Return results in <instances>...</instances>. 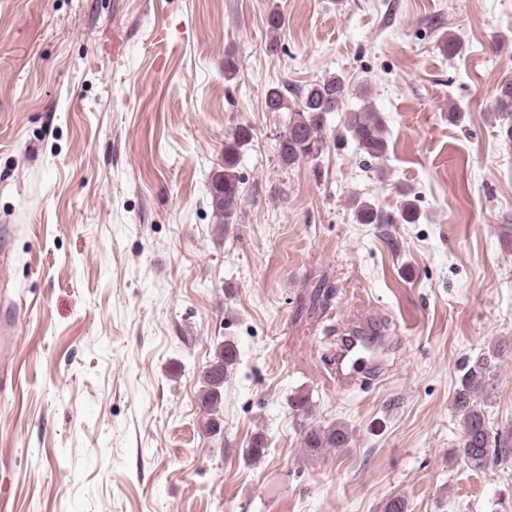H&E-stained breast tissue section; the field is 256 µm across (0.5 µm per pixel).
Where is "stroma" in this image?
Masks as SVG:
<instances>
[{
    "mask_svg": "<svg viewBox=\"0 0 512 512\" xmlns=\"http://www.w3.org/2000/svg\"><path fill=\"white\" fill-rule=\"evenodd\" d=\"M333 73L348 97L324 152L283 166L268 88ZM507 79L512 0H0L7 512H512V452L465 465L454 404L491 357L478 401L512 448ZM368 107L378 161L346 130ZM240 125L226 226L208 188ZM358 199L389 223H357ZM373 316L400 342L381 379L340 389L336 348ZM223 341L238 357L212 415L202 373ZM334 424L347 443L308 452L306 429ZM495 111L499 113L502 120L506 122L500 126L501 136L512 141V80L502 83L495 96ZM18 316L13 306L3 305V311L0 312V354L1 358L4 359L10 352L11 339L15 335L17 326ZM5 359L3 366L1 367V379L0 384L2 389L6 385L7 377L4 375Z\"/></svg>",
    "mask_w": 512,
    "mask_h": 512,
    "instance_id": "obj_1",
    "label": "stroma"
}]
</instances>
